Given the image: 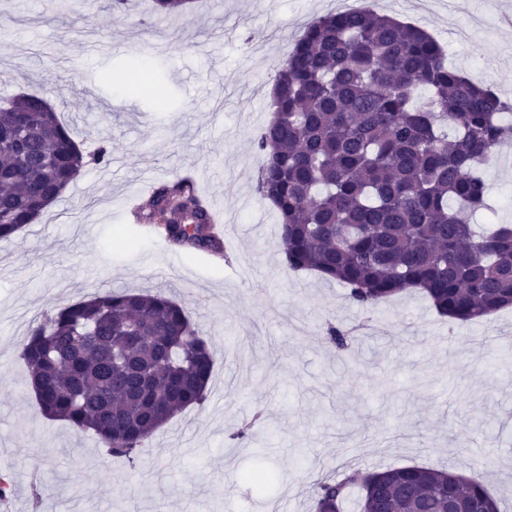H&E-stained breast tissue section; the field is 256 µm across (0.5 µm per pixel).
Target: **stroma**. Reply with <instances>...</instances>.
<instances>
[{
  "instance_id": "35a3bbf8",
  "label": "stroma",
  "mask_w": 512,
  "mask_h": 512,
  "mask_svg": "<svg viewBox=\"0 0 512 512\" xmlns=\"http://www.w3.org/2000/svg\"><path fill=\"white\" fill-rule=\"evenodd\" d=\"M342 0H204L165 17L148 0H0V98L43 96L91 153L35 223L0 244V477L12 512H314L310 487L346 471L448 467L512 504V308L462 322L412 290L361 311L338 283L291 270L257 192L270 87L315 18ZM426 29L466 76L512 100V0H374ZM482 169L487 224H512V149ZM194 173L222 203L221 258L134 226L131 189ZM162 292L214 350L202 406L136 464L40 412L19 351L56 307L102 291ZM357 325L345 351L327 324ZM252 422L243 441L231 435ZM264 467V493L244 480Z\"/></svg>"
}]
</instances>
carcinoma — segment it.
I'll return each mask as SVG.
<instances>
[{
	"label": "carcinoma",
	"instance_id": "carcinoma-1",
	"mask_svg": "<svg viewBox=\"0 0 512 512\" xmlns=\"http://www.w3.org/2000/svg\"><path fill=\"white\" fill-rule=\"evenodd\" d=\"M273 116L257 139V190L280 218L288 267L348 290L361 308L418 288L436 311L471 321L512 306V225L478 232L485 158L512 140V102L448 63L424 30L374 9L308 24L278 70ZM46 99L0 100V243L38 219L90 164ZM140 224L196 251L221 248L214 217L183 179L159 186ZM21 359L42 414L95 434L134 461L151 435L200 406L213 353L185 308L161 292H108L45 314ZM325 479L315 512H341L359 481L361 512H499L486 487L443 469L385 468Z\"/></svg>",
	"mask_w": 512,
	"mask_h": 512
}]
</instances>
